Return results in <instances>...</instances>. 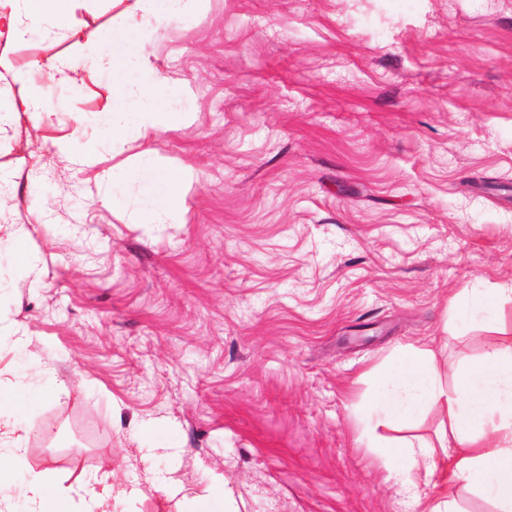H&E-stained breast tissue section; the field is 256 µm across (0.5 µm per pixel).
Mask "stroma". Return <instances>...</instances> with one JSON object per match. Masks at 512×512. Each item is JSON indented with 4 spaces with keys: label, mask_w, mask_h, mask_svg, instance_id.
Returning <instances> with one entry per match:
<instances>
[{
    "label": "stroma",
    "mask_w": 512,
    "mask_h": 512,
    "mask_svg": "<svg viewBox=\"0 0 512 512\" xmlns=\"http://www.w3.org/2000/svg\"><path fill=\"white\" fill-rule=\"evenodd\" d=\"M115 13L0 40V103L34 59L90 67ZM144 36L153 69L125 82L161 72L190 121L110 147L104 74L0 123V238L23 229L30 257L0 251V389L45 370L12 512L32 472L107 462L112 512H195L217 486L236 512H425L438 487L406 491L359 408L398 348L447 337L453 368L512 337L449 306L512 284V0H202ZM64 133L104 170L147 148L190 168L183 223H134L138 183L59 160Z\"/></svg>",
    "instance_id": "obj_1"
}]
</instances>
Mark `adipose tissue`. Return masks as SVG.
Returning <instances> with one entry per match:
<instances>
[{"mask_svg": "<svg viewBox=\"0 0 512 512\" xmlns=\"http://www.w3.org/2000/svg\"><path fill=\"white\" fill-rule=\"evenodd\" d=\"M112 27V48L97 56L96 70L111 74L115 82L104 107L112 112L108 134L120 144L127 125L129 108H136L143 137L169 130L167 113L157 110L163 102L167 79L153 74L150 81L127 86L121 80L122 61L137 53L142 66L150 56L142 46V32L152 19L192 13L199 0H124ZM77 21L76 0H0V37L10 42L24 41L31 25L44 27L47 38L61 36ZM75 60L54 55L36 61L29 71L27 111L38 117L51 112L47 87L56 81L80 78ZM113 186L129 179L143 184L144 200L137 210L141 224L179 221L186 208L183 192L192 179L190 170L159 162L152 149L142 151L130 165L109 171ZM459 312L478 316L491 314L502 318L512 312V288L464 289L457 303ZM444 346L432 339L421 346L398 351L378 375L374 393L362 405L367 430L404 424L420 414L433 411L439 416L434 441L401 437L381 441L371 439L387 469H405L408 486H417L421 478L442 468L446 478L440 499L430 512H461L451 486L467 480L496 512H512V344L493 347L477 362L457 367L446 374ZM12 397L0 395V503L3 490L18 460L24 457L29 428L12 410ZM116 488L110 472L96 475L93 481L75 478L64 482L54 470L44 469L30 477L26 490V512H73V501H80V512H110Z\"/></svg>", "mask_w": 512, "mask_h": 512, "instance_id": "adipose-tissue-1", "label": "adipose tissue"}]
</instances>
